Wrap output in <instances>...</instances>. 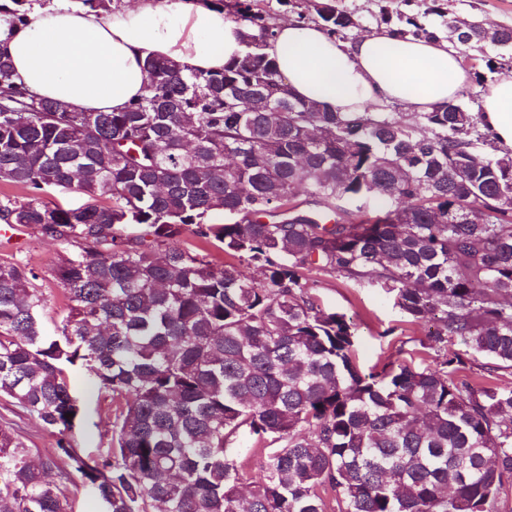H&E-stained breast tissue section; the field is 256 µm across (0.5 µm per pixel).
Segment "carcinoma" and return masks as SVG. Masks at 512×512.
I'll list each match as a JSON object with an SVG mask.
<instances>
[{
  "instance_id": "1",
  "label": "carcinoma",
  "mask_w": 512,
  "mask_h": 512,
  "mask_svg": "<svg viewBox=\"0 0 512 512\" xmlns=\"http://www.w3.org/2000/svg\"><path fill=\"white\" fill-rule=\"evenodd\" d=\"M216 2L245 28L242 56L214 73L149 59L121 112L30 97L0 56V183L26 191L0 198V223L81 249L56 272L70 305L53 335L38 275L0 263V395L58 436L36 460L0 426V512H67L74 474L105 512H327L323 487L338 512H500L512 388L460 372L466 354L512 371V149L458 105L396 118L297 100L264 53L275 27L260 0ZM30 9L0 3L14 24ZM315 11L330 35L351 21L334 0ZM486 40L512 52L511 27L448 36ZM73 181L88 203L49 200ZM364 193L384 206L373 221L351 207ZM132 226L152 240L123 237ZM187 236L263 281L212 267ZM314 269L381 285L465 353L360 373L354 324L312 296ZM77 364L121 400L98 458L70 437Z\"/></svg>"
}]
</instances>
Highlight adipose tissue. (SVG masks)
Returning a JSON list of instances; mask_svg holds the SVG:
<instances>
[{
  "label": "adipose tissue",
  "instance_id": "obj_1",
  "mask_svg": "<svg viewBox=\"0 0 512 512\" xmlns=\"http://www.w3.org/2000/svg\"><path fill=\"white\" fill-rule=\"evenodd\" d=\"M243 28L202 0H135L109 18L68 7L35 11L26 25L0 20V55L37 98L118 112L142 94L146 58L199 72L222 70L243 49ZM265 53L296 98L332 112L396 101L408 112L456 103L469 80L447 44L376 29L342 42L314 23L279 22ZM480 110L512 146V78L481 96Z\"/></svg>",
  "mask_w": 512,
  "mask_h": 512
}]
</instances>
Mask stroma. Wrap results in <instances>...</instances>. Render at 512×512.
<instances>
[{
  "instance_id": "obj_1",
  "label": "stroma",
  "mask_w": 512,
  "mask_h": 512,
  "mask_svg": "<svg viewBox=\"0 0 512 512\" xmlns=\"http://www.w3.org/2000/svg\"><path fill=\"white\" fill-rule=\"evenodd\" d=\"M340 9L349 13L353 26L346 37H356L375 27L402 29L407 19L432 32L436 39L447 40L448 28L460 20L477 21L484 26L512 27V0H337ZM462 66L476 77L457 103L465 111L478 112L482 91L501 78L512 76V58L501 55L492 45L480 48H457ZM19 245L0 244V262L18 260L33 268L48 296L44 312L47 328H55L68 312L69 300L55 276L75 249L53 240L38 229L27 227ZM310 291L328 310L346 315L356 327L354 349L362 373L380 369L383 364L415 357L427 366L440 361L445 350H461L459 341H451L440 349L430 338L435 320L412 321L394 302L392 294L378 284L355 282L328 271H312L308 275ZM68 382L79 400L83 416L73 437L86 454L98 455L111 445V429L115 404L109 392L98 390L85 369L70 367ZM11 424L26 447L39 457L54 453L57 437L45 431L39 421L27 415L8 399L0 398V425Z\"/></svg>"
}]
</instances>
